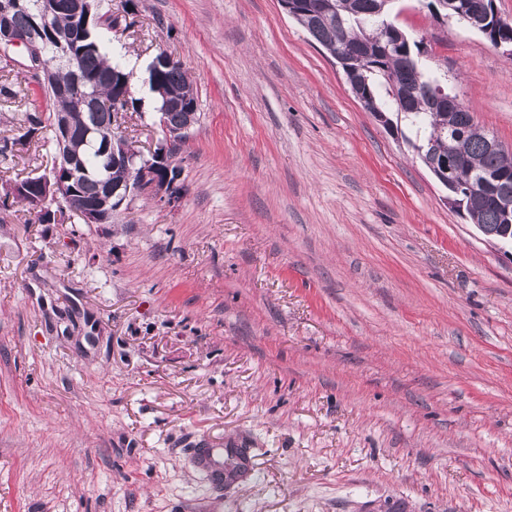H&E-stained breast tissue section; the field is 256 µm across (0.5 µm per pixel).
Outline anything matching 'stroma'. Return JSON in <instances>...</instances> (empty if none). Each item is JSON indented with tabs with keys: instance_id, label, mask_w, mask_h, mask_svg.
<instances>
[{
	"instance_id": "1",
	"label": "stroma",
	"mask_w": 512,
	"mask_h": 512,
	"mask_svg": "<svg viewBox=\"0 0 512 512\" xmlns=\"http://www.w3.org/2000/svg\"><path fill=\"white\" fill-rule=\"evenodd\" d=\"M141 151L149 67L194 81L180 198L0 207V512H512V244L487 239L278 0H98ZM394 22L512 149V59ZM45 94L0 98V138ZM50 147L0 159V189ZM243 448L217 489L194 449Z\"/></svg>"
}]
</instances>
